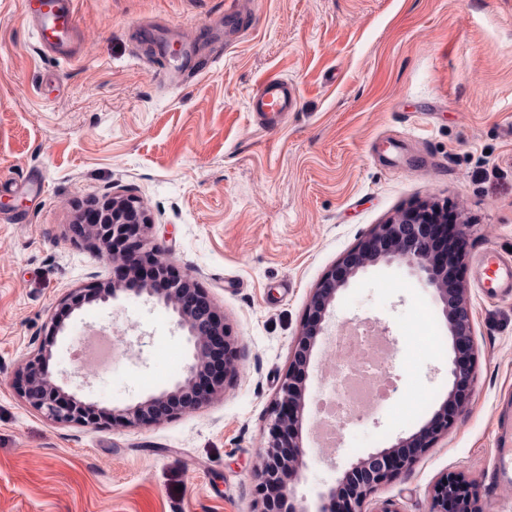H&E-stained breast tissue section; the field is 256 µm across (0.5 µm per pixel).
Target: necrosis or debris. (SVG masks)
I'll list each match as a JSON object with an SVG mask.
<instances>
[{"instance_id": "1", "label": "necrosis or debris", "mask_w": 512, "mask_h": 512, "mask_svg": "<svg viewBox=\"0 0 512 512\" xmlns=\"http://www.w3.org/2000/svg\"><path fill=\"white\" fill-rule=\"evenodd\" d=\"M339 356L320 387L316 436L320 447L335 445L345 426L377 410L388 400L389 343L367 322L340 329L333 339Z\"/></svg>"}]
</instances>
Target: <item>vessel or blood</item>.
<instances>
[{
  "label": "vessel or blood",
  "mask_w": 512,
  "mask_h": 512,
  "mask_svg": "<svg viewBox=\"0 0 512 512\" xmlns=\"http://www.w3.org/2000/svg\"><path fill=\"white\" fill-rule=\"evenodd\" d=\"M23 19L33 24L41 47L63 58L79 51V16L76 0H20ZM298 104L294 85L281 77L264 80L248 102V110L269 126L283 123L288 112ZM476 277L483 295L490 300L512 296V255L491 250L480 255ZM493 483L512 485V445L492 451Z\"/></svg>",
  "instance_id": "b4317fda"
}]
</instances>
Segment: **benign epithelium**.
I'll return each instance as SVG.
<instances>
[{"mask_svg":"<svg viewBox=\"0 0 512 512\" xmlns=\"http://www.w3.org/2000/svg\"><path fill=\"white\" fill-rule=\"evenodd\" d=\"M95 214L86 234L112 261L120 262L123 271L149 267L153 271L150 283L136 289L172 308L179 325L187 328V341L192 345L191 361L185 366V376L170 389L123 409L103 410L62 392L51 377L46 364L55 340L40 348L34 360L27 363L19 381V391L29 404L49 420L59 424L95 427L112 421L125 426H147L163 416H172L208 404L223 391L226 383L237 375L235 340L221 319L213 312L204 291L190 277L180 275L154 261L153 251L145 250L139 240L128 237L130 224H149L150 215L138 198L132 195L114 196L95 204ZM427 214L425 205L402 213L385 224H376L369 234L325 274L314 289L302 325L288 372L281 383L272 420L268 427L266 446L261 463L255 471L257 512H274L272 497L279 496L290 503L289 512H310L296 502L294 488L280 481L286 472L297 477L305 450L299 439V429L307 404V379L310 356L318 339L324 335L328 309L337 292L346 286L359 270L379 262H406L421 280L432 287L444 304L448 327L452 335L453 358L449 374L452 388L432 419L407 438H400L387 448H381L366 458L351 463L341 482L320 494L322 505L317 512H365L364 505L381 486L410 470L424 448L433 447L439 437L455 424L457 416L470 399L467 388L477 356L472 340L471 325L459 324L465 304L456 300V289L445 283L446 273L433 258L432 244L419 231ZM122 291L114 283L110 288L85 293L71 292L64 306L77 309L84 303L107 301ZM468 482L457 473L439 478L429 491L431 512H483L475 502L460 495Z\"/></svg>","mask_w":512,"mask_h":512,"instance_id":"1","label":"benign epithelium"}]
</instances>
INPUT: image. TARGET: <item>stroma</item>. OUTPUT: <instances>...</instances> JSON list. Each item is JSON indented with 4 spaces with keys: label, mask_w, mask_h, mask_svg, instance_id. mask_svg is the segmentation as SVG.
I'll return each instance as SVG.
<instances>
[{
    "label": "stroma",
    "mask_w": 512,
    "mask_h": 512,
    "mask_svg": "<svg viewBox=\"0 0 512 512\" xmlns=\"http://www.w3.org/2000/svg\"><path fill=\"white\" fill-rule=\"evenodd\" d=\"M224 2L78 0L79 53L63 62L40 50L18 0H0V512H254L253 472L314 288L374 225L422 203L453 214L467 240L471 397L365 508L430 512V487L454 471L482 512H512V487L489 480L496 421L512 414V299H484L471 275L479 252L512 249V0H251L216 61L167 83L142 26L174 29L172 50L205 44ZM273 74L299 103L267 128L247 101ZM115 192L140 197L152 222L139 239L206 292L238 373L209 404L149 426L57 424L17 377L69 292L123 287L53 334L49 370L65 393L122 409L180 379L171 358L190 356L171 310L74 230ZM422 308L419 333L439 344L412 351ZM362 320L394 343L393 388L329 451L306 409L293 486L310 512L352 462L416 432L448 396V321L405 263L368 266L338 292L331 328ZM89 329L118 340L111 368L73 361Z\"/></svg>",
    "instance_id": "35a3bbf8"
}]
</instances>
